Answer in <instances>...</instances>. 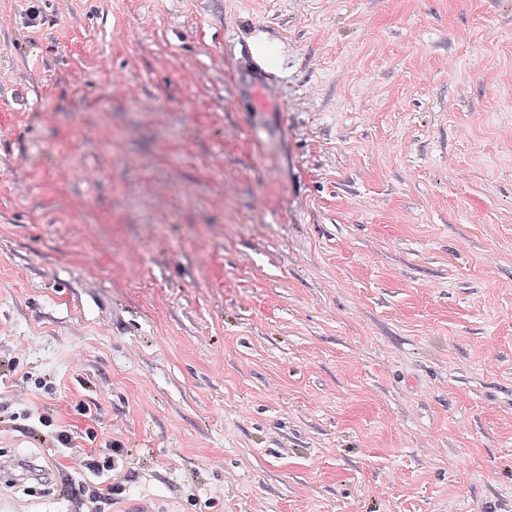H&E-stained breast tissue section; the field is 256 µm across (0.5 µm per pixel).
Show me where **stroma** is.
<instances>
[{"mask_svg":"<svg viewBox=\"0 0 512 512\" xmlns=\"http://www.w3.org/2000/svg\"><path fill=\"white\" fill-rule=\"evenodd\" d=\"M0 355V512H512V0H0ZM39 424L45 428L43 435L36 440L42 442L47 440L51 442L54 453L60 457H69L76 452H80L83 459V469L85 477L81 476L78 480L71 479L72 497L78 505H84L85 498L94 500L96 503L102 502L98 499L110 501V497H101L102 493L96 490H102L94 485H101L106 483L108 494L112 495V491L120 490L129 478L128 469L124 466L123 450L121 448H105L108 455L102 456L103 454L94 451V454H89L83 451L82 448H75L73 444L75 440L74 431L70 425H60L56 420L57 424L54 423L53 418L48 415H39ZM97 453V454H96ZM73 480V481H72ZM95 480L98 482H95Z\"/></svg>","mask_w":512,"mask_h":512,"instance_id":"stroma-1","label":"stroma"}]
</instances>
